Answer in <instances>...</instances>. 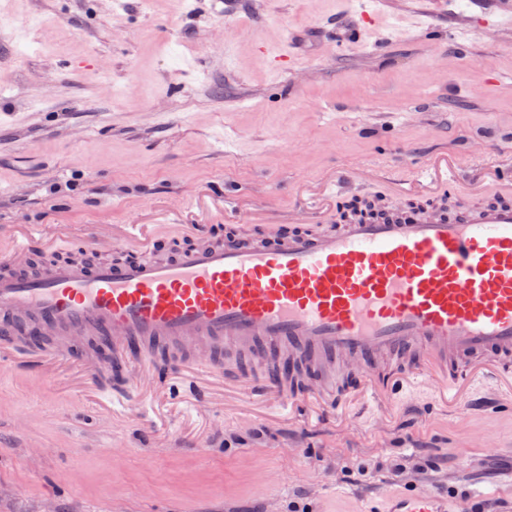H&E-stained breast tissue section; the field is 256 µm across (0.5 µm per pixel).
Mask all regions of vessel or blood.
<instances>
[{"label":"vessel or blood","mask_w":512,"mask_h":512,"mask_svg":"<svg viewBox=\"0 0 512 512\" xmlns=\"http://www.w3.org/2000/svg\"><path fill=\"white\" fill-rule=\"evenodd\" d=\"M493 35L512 25V0L493 15L463 18ZM460 158L439 156L409 190L448 178ZM314 205L291 214L294 231L228 234L178 256L152 257L157 224L196 226L191 206L99 228L91 244L124 242L145 256L121 262H59L26 273L30 256L57 247L56 224H22L0 248V327L25 322L33 333L57 332L58 357L71 336L109 342L132 354L158 347L200 350L194 365L213 375L236 371L237 356L288 362L345 375L357 369L361 390L378 400L394 383L433 380L439 399L459 402L488 376L512 389V205L480 210L457 200L452 215L387 214L315 232ZM385 512H448L436 491L398 495Z\"/></svg>","instance_id":"1"}]
</instances>
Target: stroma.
<instances>
[{
	"label": "stroma",
	"instance_id": "obj_1",
	"mask_svg": "<svg viewBox=\"0 0 512 512\" xmlns=\"http://www.w3.org/2000/svg\"><path fill=\"white\" fill-rule=\"evenodd\" d=\"M0 0V233L73 225L36 269L87 253L101 224L200 199L275 209L329 195L334 223L392 206L387 183L483 144L477 163L412 212L505 203L512 156V38L498 43L432 0ZM375 30L349 43L360 10ZM243 23L228 37L225 24ZM291 44L304 68L272 71ZM377 165L384 181L336 171ZM147 367L97 374L77 359L45 375L0 367V512H360L441 490L453 512L477 493L512 512V395L443 406L405 390L390 411L313 399L289 416L192 367L140 404Z\"/></svg>",
	"mask_w": 512,
	"mask_h": 512
}]
</instances>
